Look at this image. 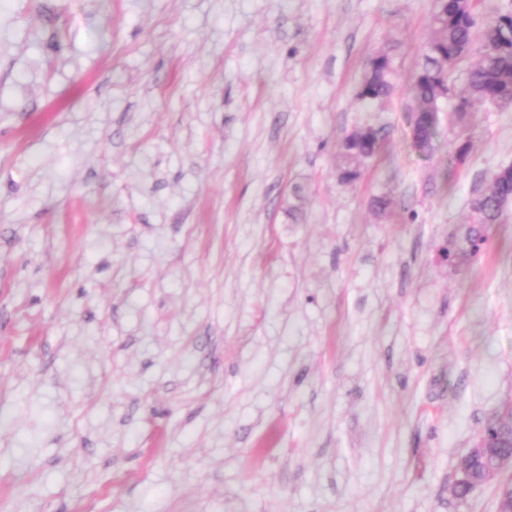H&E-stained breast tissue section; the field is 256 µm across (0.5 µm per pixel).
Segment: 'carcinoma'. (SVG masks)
<instances>
[{
    "label": "carcinoma",
    "instance_id": "cac0c4a2",
    "mask_svg": "<svg viewBox=\"0 0 512 512\" xmlns=\"http://www.w3.org/2000/svg\"><path fill=\"white\" fill-rule=\"evenodd\" d=\"M431 36L426 43L422 62L406 88L412 112V142L421 154L436 149L440 135L441 103L455 99L452 122H463L476 102H490L501 107L512 105V11L499 14L482 31L471 0H434ZM479 41L478 60L466 71L459 88L449 84L453 70L473 51ZM395 69L386 53L372 57L358 85L356 100L367 107L390 97L395 90ZM382 146L379 133L363 126L345 136L338 163V176L353 182L361 176L364 163ZM512 201V167L494 173L490 188L473 198L471 220L462 233V246L448 247V263L477 256L488 241L486 227L503 224L506 208Z\"/></svg>",
    "mask_w": 512,
    "mask_h": 512
}]
</instances>
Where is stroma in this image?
Wrapping results in <instances>:
<instances>
[{
  "label": "stroma",
  "mask_w": 512,
  "mask_h": 512,
  "mask_svg": "<svg viewBox=\"0 0 512 512\" xmlns=\"http://www.w3.org/2000/svg\"><path fill=\"white\" fill-rule=\"evenodd\" d=\"M432 9L0 0V512H496L451 488L512 399V205L480 257L442 249L512 106L414 149ZM395 69L391 57L381 53L372 57L358 85L356 100L364 107L389 98L395 90ZM382 146L379 133L363 126L345 136L338 163V176L343 182L356 181L364 163L378 153Z\"/></svg>",
  "instance_id": "1"
}]
</instances>
